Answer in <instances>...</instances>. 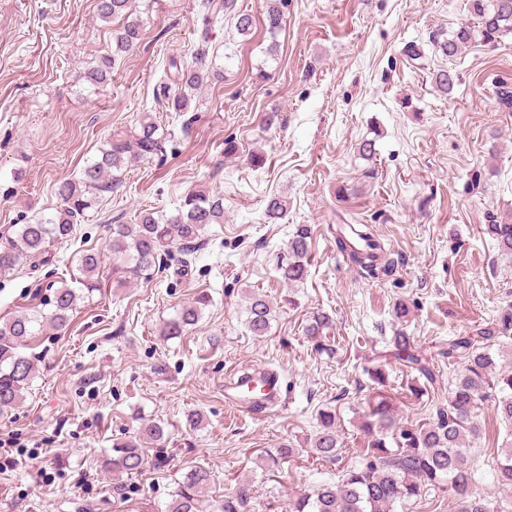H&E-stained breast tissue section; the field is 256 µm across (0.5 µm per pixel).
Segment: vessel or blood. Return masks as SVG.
<instances>
[{"label":"vessel or blood","instance_id":"vessel-or-blood-1","mask_svg":"<svg viewBox=\"0 0 512 512\" xmlns=\"http://www.w3.org/2000/svg\"><path fill=\"white\" fill-rule=\"evenodd\" d=\"M278 377L260 368H245L224 385V403L236 409L262 412L283 403Z\"/></svg>","mask_w":512,"mask_h":512}]
</instances>
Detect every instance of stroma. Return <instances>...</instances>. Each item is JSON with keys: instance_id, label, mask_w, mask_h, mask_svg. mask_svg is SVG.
Masks as SVG:
<instances>
[{"instance_id": "1", "label": "stroma", "mask_w": 512, "mask_h": 512, "mask_svg": "<svg viewBox=\"0 0 512 512\" xmlns=\"http://www.w3.org/2000/svg\"><path fill=\"white\" fill-rule=\"evenodd\" d=\"M200 0H135L146 25L139 46L118 58L111 80L85 92L81 75L110 50L120 20L100 23L95 0H0V231L60 206L58 182L79 176L101 142L150 113L171 136L152 160L125 171L75 233L52 243L47 264L0 273V317L41 305L49 285L80 277L86 249L103 254L100 286L81 302L64 334L34 337L36 375L23 403L0 415V438L23 460L0 473V512H165L192 466L209 468L207 497L223 500L250 483L255 512H288L292 498L337 481L360 464V423L384 394L400 425L420 426L448 402L447 387L417 396V374L391 356L396 333L445 379L461 371L443 345L512 312V260L488 224L512 219V34L449 59L431 36L467 17V0H286L269 37L267 0H235L254 18L239 35L234 14L208 20ZM420 54L407 56L408 46ZM204 51L223 71L187 112L166 98L169 58ZM265 79H256L257 68ZM459 76L452 95L429 74ZM236 151L224 152L225 141ZM375 144L360 155L361 141ZM265 156L253 168L252 154ZM224 198V221L193 251L172 247L167 268L132 275L107 249L111 228L141 213L173 212L188 190ZM288 199L282 219L265 216L270 196ZM313 233L309 273L288 287L276 260L297 225ZM367 224L397 258L394 275L374 279L336 249V228ZM276 308L267 335L245 325L250 293ZM198 325L167 339L162 322L199 297ZM410 313L397 320L394 309ZM332 319L324 349L305 334L314 313ZM255 365L275 371L285 407L255 415L224 409V374ZM382 367L385 387L370 370ZM336 412L339 458H312L316 414ZM203 421L190 427L187 416ZM473 446L477 476L497 494L494 459L512 425L485 404ZM161 420V446L145 449L137 474L104 468L115 441L141 422ZM298 453L278 470L258 457L283 439Z\"/></svg>"}]
</instances>
